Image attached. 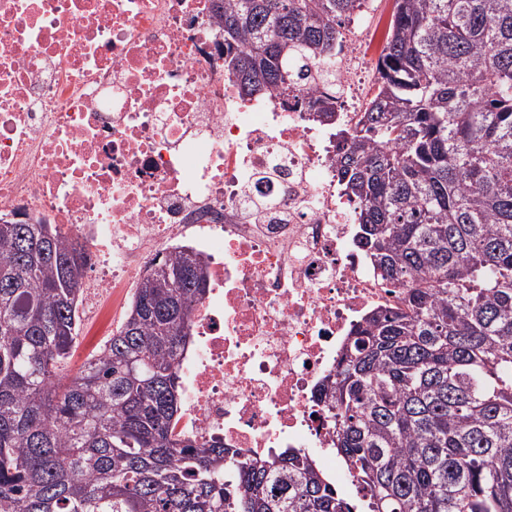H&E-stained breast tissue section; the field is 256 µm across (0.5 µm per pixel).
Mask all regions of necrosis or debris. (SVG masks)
<instances>
[{
	"label": "necrosis or debris",
	"mask_w": 512,
	"mask_h": 512,
	"mask_svg": "<svg viewBox=\"0 0 512 512\" xmlns=\"http://www.w3.org/2000/svg\"><path fill=\"white\" fill-rule=\"evenodd\" d=\"M216 0H0V217L58 225L86 249L92 323L151 260L207 264L178 358L177 437L242 456L313 451L340 470L317 388L364 316L402 301L357 250L336 194L333 133L276 93L245 101L224 73ZM364 21L336 57L357 92ZM274 220L255 219L254 202Z\"/></svg>",
	"instance_id": "necrosis-or-debris-1"
}]
</instances>
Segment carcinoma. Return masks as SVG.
<instances>
[{
	"instance_id": "obj_1",
	"label": "carcinoma",
	"mask_w": 512,
	"mask_h": 512,
	"mask_svg": "<svg viewBox=\"0 0 512 512\" xmlns=\"http://www.w3.org/2000/svg\"><path fill=\"white\" fill-rule=\"evenodd\" d=\"M368 0H222L239 97L336 128L357 244L402 304L318 386L362 494L301 452L178 440L177 359L204 262L164 255L74 374L82 246L0 223V512H512V0H394L376 90L337 112L342 25Z\"/></svg>"
}]
</instances>
